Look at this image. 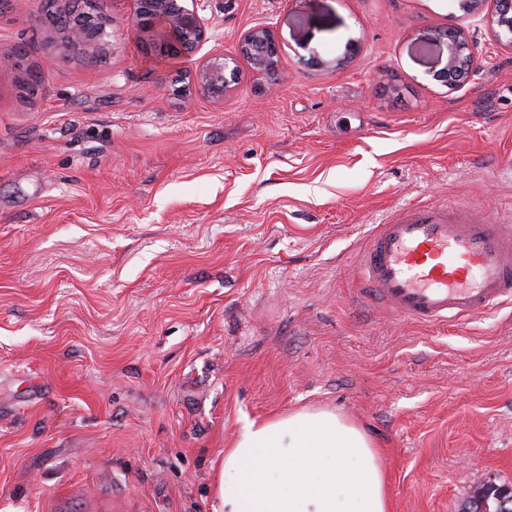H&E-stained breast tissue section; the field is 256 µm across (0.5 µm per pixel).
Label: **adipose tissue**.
<instances>
[{"instance_id": "adipose-tissue-1", "label": "adipose tissue", "mask_w": 512, "mask_h": 512, "mask_svg": "<svg viewBox=\"0 0 512 512\" xmlns=\"http://www.w3.org/2000/svg\"><path fill=\"white\" fill-rule=\"evenodd\" d=\"M219 469L212 512H389L377 449L328 410L245 423Z\"/></svg>"}]
</instances>
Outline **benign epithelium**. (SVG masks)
Returning a JSON list of instances; mask_svg holds the SVG:
<instances>
[{"mask_svg": "<svg viewBox=\"0 0 512 512\" xmlns=\"http://www.w3.org/2000/svg\"><path fill=\"white\" fill-rule=\"evenodd\" d=\"M200 0H136L133 29L142 52L156 58H188L208 39V26L199 14ZM491 26L498 37L512 46V0H493ZM426 47L446 50V63L433 72L435 80L448 86L462 83L472 70L473 37L456 28L419 38ZM246 58L252 69L268 77L278 74L280 48L272 27L257 25L238 41V57ZM237 72V57L213 54L187 74L188 85L217 100L224 99Z\"/></svg>", "mask_w": 512, "mask_h": 512, "instance_id": "1", "label": "benign epithelium"}]
</instances>
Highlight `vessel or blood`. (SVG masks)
Listing matches in <instances>:
<instances>
[{"label": "vessel or blood", "mask_w": 512, "mask_h": 512, "mask_svg": "<svg viewBox=\"0 0 512 512\" xmlns=\"http://www.w3.org/2000/svg\"><path fill=\"white\" fill-rule=\"evenodd\" d=\"M355 291L422 324L512 304V228L468 212L421 205L379 225Z\"/></svg>", "instance_id": "obj_1"}]
</instances>
